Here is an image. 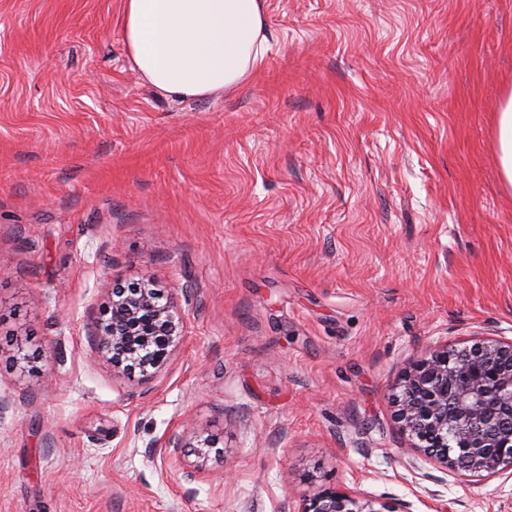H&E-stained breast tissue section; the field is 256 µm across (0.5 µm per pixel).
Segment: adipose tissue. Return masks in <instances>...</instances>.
Returning a JSON list of instances; mask_svg holds the SVG:
<instances>
[{"mask_svg":"<svg viewBox=\"0 0 512 512\" xmlns=\"http://www.w3.org/2000/svg\"><path fill=\"white\" fill-rule=\"evenodd\" d=\"M122 30L146 82L180 100L238 89L269 49L264 0H123Z\"/></svg>","mask_w":512,"mask_h":512,"instance_id":"obj_1","label":"adipose tissue"}]
</instances>
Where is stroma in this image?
I'll list each match as a JSON object with an SVG mask.
<instances>
[{
    "mask_svg": "<svg viewBox=\"0 0 512 512\" xmlns=\"http://www.w3.org/2000/svg\"><path fill=\"white\" fill-rule=\"evenodd\" d=\"M122 2L0 0V512H512L390 399L512 340V0H265V65L193 101L132 69ZM107 282L194 289L151 389L92 356ZM498 143L502 172L507 184L512 187V95L499 112ZM379 505L380 508L375 506ZM300 512H396L386 504L359 496L354 491L322 486L304 500Z\"/></svg>",
    "mask_w": 512,
    "mask_h": 512,
    "instance_id": "1",
    "label": "stroma"
}]
</instances>
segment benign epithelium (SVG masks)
<instances>
[{"instance_id":"obj_1","label":"benign epithelium","mask_w":512,"mask_h":512,"mask_svg":"<svg viewBox=\"0 0 512 512\" xmlns=\"http://www.w3.org/2000/svg\"><path fill=\"white\" fill-rule=\"evenodd\" d=\"M94 322L96 353L142 385L167 362L186 327L176 297L153 288L108 289ZM401 428L413 448L458 471L512 469V341L430 348L394 386ZM300 512H393L353 491L322 486Z\"/></svg>"}]
</instances>
